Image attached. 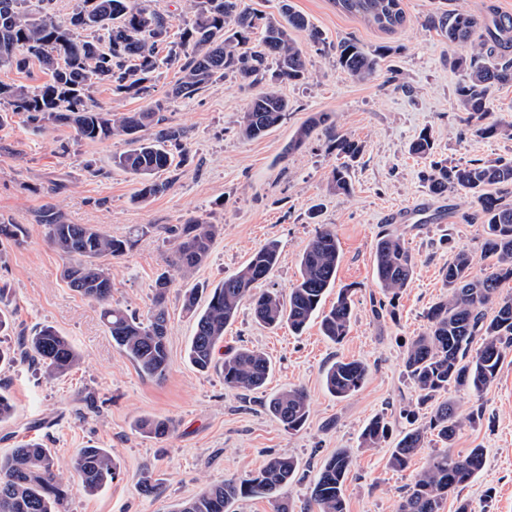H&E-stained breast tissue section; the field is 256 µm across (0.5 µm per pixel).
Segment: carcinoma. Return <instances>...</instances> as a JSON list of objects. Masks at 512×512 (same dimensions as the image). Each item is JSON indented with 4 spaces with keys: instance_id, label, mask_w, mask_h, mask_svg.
Here are the masks:
<instances>
[{
    "instance_id": "obj_1",
    "label": "carcinoma",
    "mask_w": 512,
    "mask_h": 512,
    "mask_svg": "<svg viewBox=\"0 0 512 512\" xmlns=\"http://www.w3.org/2000/svg\"><path fill=\"white\" fill-rule=\"evenodd\" d=\"M193 13L171 38L170 20L151 5V0H79L67 21L51 13L52 0H0V68L24 72L38 62L47 73L40 85L0 82V123L9 114H22L39 131L48 125L72 128L80 139L104 141L124 138L131 148L113 163L136 176V201L146 202L167 191L170 183L160 174L178 167L168 145H179L185 131L161 125L158 113L178 99L191 98L228 75L259 88L249 101L240 125L247 139H259L278 126L288 112V100L279 85L310 78L303 48L292 32L307 33L310 44L325 50L326 38L291 0H280L278 14L256 11L245 0H187ZM341 13L356 16L392 33L403 26L401 0H333ZM438 27L448 43L468 44L473 55L452 60L460 78L454 90L457 106L474 122L475 132L486 137H512V124L491 119L492 98L499 86L512 82V58L497 49L512 44V19L487 23L463 12L443 13ZM394 47L380 45L366 50L354 41L336 46V63L356 81L375 77L379 63ZM177 65L180 77L163 99L152 97L150 74L160 61ZM104 84L116 92L148 100L140 112H112L89 103L91 87ZM328 138L343 162L330 173L329 188L340 194L352 190L351 174L362 154V145L338 130L327 112L311 114L298 127L288 150H300L315 130ZM430 132L423 131L409 144V152L433 155ZM426 181L431 193L462 191L475 200V210L464 216L482 229V253L490 259L489 272L473 274L474 256L467 250L455 253L443 273L448 294L426 313L425 332L413 338L404 353V370L417 389V407L426 409L428 423L404 432L391 448L388 465L409 468L431 432L445 448L428 456L404 491L397 512H441L443 501L463 487L484 464L485 449L465 454L451 451V443L463 421L475 422V414L463 415L453 399V388L482 392L498 379L507 353L512 350V295L499 297V288L512 282V203L501 192L512 186V160L474 162L448 166L430 163ZM51 245L66 259L62 276L71 288L101 306V317L112 341L143 375L165 377L169 355L166 342V295L170 270L192 274L208 258L219 225L191 217L167 229L171 242L166 257L168 270L156 281V292L147 321L114 307L112 266L108 259L123 255L131 243L88 224H66L46 215ZM280 248L272 240L255 250L247 263L224 281L207 289L204 284L188 289L184 310L195 317L188 346L191 364L201 372L215 366L224 341V328L241 306L249 304L254 318L267 327L287 324L301 333L316 314L325 336L339 342L347 336L353 316L351 288H341L329 310L322 309L325 295L335 287L340 259L336 233L324 227L309 240L299 258L300 278L288 298L272 291H255L278 265ZM417 261L396 234L382 231L374 245V270L383 293L396 297L414 278ZM208 293L198 308V295ZM82 357L69 339L45 325L25 336L17 348L0 349V364L29 362L49 377L63 376L80 365ZM224 385L246 391L263 388L272 373L270 359L261 351L239 348L225 355L221 364ZM368 365L361 360H339L326 372L325 385L335 397L353 395L365 383ZM269 411L290 431L300 430L310 415L307 394L290 388L268 403ZM137 429L163 438L172 430L166 418L145 417ZM390 422L383 416L371 419L361 434V446L378 448L386 442ZM352 458L339 450L325 463L314 480L311 498L317 512H347L346 481ZM68 469L85 492L94 494L116 476L117 464L105 448H81L71 456ZM299 469L296 458L273 456L258 472L243 479H228L202 488L174 512H230L242 497L267 498L276 512H288L278 492L293 480ZM67 491L62 466L51 450L38 443L21 441L0 454V512H64Z\"/></svg>"
}]
</instances>
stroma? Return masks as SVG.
Segmentation results:
<instances>
[{
	"instance_id": "1",
	"label": "stroma",
	"mask_w": 512,
	"mask_h": 512,
	"mask_svg": "<svg viewBox=\"0 0 512 512\" xmlns=\"http://www.w3.org/2000/svg\"><path fill=\"white\" fill-rule=\"evenodd\" d=\"M291 3L324 32L329 47L318 53L308 48L305 32H294L308 49L311 78L281 85L290 105L286 119L262 138H244L241 117L256 90L231 76L170 102L161 119L185 131L184 160L169 173L170 188L147 203L135 200V177L112 165L113 155L127 149L123 140H79L65 126L36 133L18 115L0 125V217L23 229L14 238L0 236V309L12 316L11 328L0 333V346L16 347L19 336L47 324L83 356L76 369L59 378L28 363L0 367V393L14 406L13 417L0 423V454L23 439L43 443L62 462L81 448H105L118 465L115 479L92 495L70 478L66 512H172L205 485L247 477L279 454L300 463L280 492L288 512H315L313 482L339 450L353 458L347 512H396L414 472L438 447L427 438L424 453L410 468L396 471L387 465L388 447L360 446L361 432L374 416L390 422L391 441L407 427L401 412L416 392L404 374L403 350L425 330L429 307L445 295L443 271L455 252L469 250L475 274L487 271L482 230L462 220L474 206L472 197L430 194L420 180L424 163L409 154L408 146L427 130L436 158L449 163L512 159V139L477 135L466 113L456 108L459 75L451 62L471 49L448 44L432 22L445 10L501 16L512 12V0H403L406 23L392 34L338 12L332 0ZM345 40L368 49L387 44L395 52L373 79L357 82L336 66L333 47ZM315 112L333 113L338 128L362 146L351 194L328 186L338 158L322 132L304 148L286 150L296 129ZM421 202L431 214H446V223L393 221V214ZM49 213L131 241L130 250L112 261V303L142 319L170 252L165 226L195 216L221 225L205 263L189 277L172 276L164 379L142 376L113 343L99 306L69 288L62 277L64 261L47 241ZM322 225L335 231L340 243L336 285L354 291L345 339L332 342L316 321L299 336L284 327L268 329L245 306L225 329L224 345L254 348L270 358L266 388L244 392L225 387L219 370L197 371L187 356L195 321L182 306L186 288L217 285L254 250L275 240L280 262L262 286L287 294L299 277L300 254ZM385 229L403 237L417 268L392 312L378 314L373 303L382 291L373 248ZM350 359L365 362L369 376L358 392L339 399L327 392L324 373L334 362ZM293 387L310 399L309 419L297 432L266 409L273 395ZM449 396L463 413L478 415L475 423L460 427L453 448L485 449L486 462L458 496L444 501L441 512H456L463 500L473 512H512V353L487 390L454 388ZM148 416L169 419V435L141 434L136 424ZM144 479L153 493L140 491Z\"/></svg>"
}]
</instances>
